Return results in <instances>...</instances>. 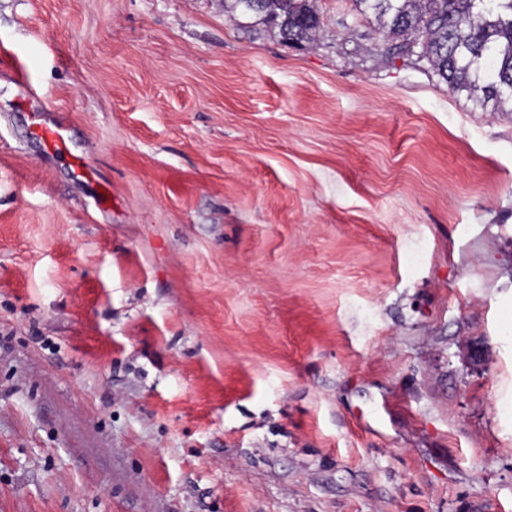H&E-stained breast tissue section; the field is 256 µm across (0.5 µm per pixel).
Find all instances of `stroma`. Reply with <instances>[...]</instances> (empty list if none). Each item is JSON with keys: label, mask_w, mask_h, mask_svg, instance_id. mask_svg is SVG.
Segmentation results:
<instances>
[{"label": "stroma", "mask_w": 512, "mask_h": 512, "mask_svg": "<svg viewBox=\"0 0 512 512\" xmlns=\"http://www.w3.org/2000/svg\"><path fill=\"white\" fill-rule=\"evenodd\" d=\"M315 5L0 0V512H512V114ZM224 15L241 28L262 26L303 49L319 45L322 19L312 0H224ZM36 113L38 121L34 125L38 126L39 133L37 134L43 138L46 144L50 146L57 154H62L64 151H69V136L67 128L63 125L49 126L42 122V117L45 112Z\"/></svg>", "instance_id": "stroma-1"}]
</instances>
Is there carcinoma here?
<instances>
[{"label": "carcinoma", "mask_w": 512, "mask_h": 512, "mask_svg": "<svg viewBox=\"0 0 512 512\" xmlns=\"http://www.w3.org/2000/svg\"><path fill=\"white\" fill-rule=\"evenodd\" d=\"M376 26L373 48L388 59L425 62L455 94L482 109L512 112V0H352ZM241 28L262 26L303 49L319 45L313 0H224Z\"/></svg>", "instance_id": "obj_1"}]
</instances>
